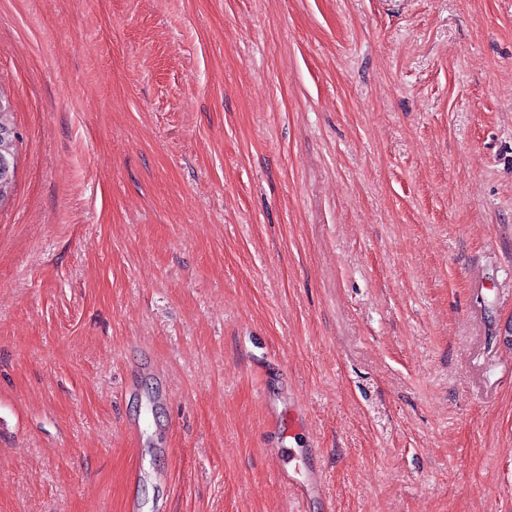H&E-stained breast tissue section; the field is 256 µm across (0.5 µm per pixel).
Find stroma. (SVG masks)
I'll use <instances>...</instances> for the list:
<instances>
[{
  "instance_id": "stroma-1",
  "label": "stroma",
  "mask_w": 512,
  "mask_h": 512,
  "mask_svg": "<svg viewBox=\"0 0 512 512\" xmlns=\"http://www.w3.org/2000/svg\"><path fill=\"white\" fill-rule=\"evenodd\" d=\"M0 92V512H512V0H0ZM11 118L12 112L11 107L9 105V101L7 97H5L0 92V153L2 150V146L4 145V141L1 139V135L4 133H9L10 139L8 141V149L11 152L13 159V173L11 180L8 183L4 184L0 176V206L8 198L15 181V155L17 149V142L20 140V134L17 133V127L15 126ZM3 137L7 139L8 134H4Z\"/></svg>"
}]
</instances>
